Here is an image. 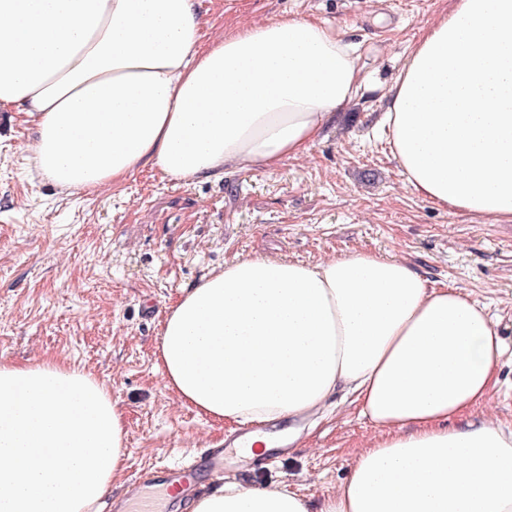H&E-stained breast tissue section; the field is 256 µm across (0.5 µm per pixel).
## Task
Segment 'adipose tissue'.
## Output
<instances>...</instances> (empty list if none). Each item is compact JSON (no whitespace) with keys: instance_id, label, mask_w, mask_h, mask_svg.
<instances>
[{"instance_id":"adipose-tissue-1","label":"adipose tissue","mask_w":512,"mask_h":512,"mask_svg":"<svg viewBox=\"0 0 512 512\" xmlns=\"http://www.w3.org/2000/svg\"><path fill=\"white\" fill-rule=\"evenodd\" d=\"M354 48L282 18L202 45L195 0H0V106L40 175L93 193L142 167L216 181L303 156L363 86ZM386 118L418 194L512 223V0H455L422 30ZM504 343L486 307L404 259L243 257L167 308L165 388L212 420L317 414L342 393L377 434L320 504L234 484L187 512H512V430L474 417ZM125 416L91 372L0 361V512H99Z\"/></svg>"}]
</instances>
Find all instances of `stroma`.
Listing matches in <instances>:
<instances>
[{"label":"stroma","instance_id":"obj_1","mask_svg":"<svg viewBox=\"0 0 512 512\" xmlns=\"http://www.w3.org/2000/svg\"><path fill=\"white\" fill-rule=\"evenodd\" d=\"M453 0H196L203 40L288 16L357 47L367 90L307 154L272 171L228 168L184 182L145 167L101 191L60 193L27 149L33 129L0 107V360L47 358L92 371L126 418V458L105 512L136 472L220 443L231 423L182 405L156 359L182 290L239 257L304 264L368 251L407 260L431 284L485 304L507 350L488 406L512 428V223L444 208L413 191L385 121L389 87L428 22ZM376 430L334 397L266 467L231 464L246 488L312 501L335 492Z\"/></svg>","mask_w":512,"mask_h":512}]
</instances>
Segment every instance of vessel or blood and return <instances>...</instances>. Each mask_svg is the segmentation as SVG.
<instances>
[{
  "label": "vessel or blood",
  "instance_id": "obj_1",
  "mask_svg": "<svg viewBox=\"0 0 512 512\" xmlns=\"http://www.w3.org/2000/svg\"><path fill=\"white\" fill-rule=\"evenodd\" d=\"M243 433H235L224 446L207 449L188 466H161L136 477L119 505V512H168L166 495L170 490L196 491L221 476L226 454L231 448L247 447Z\"/></svg>",
  "mask_w": 512,
  "mask_h": 512
}]
</instances>
